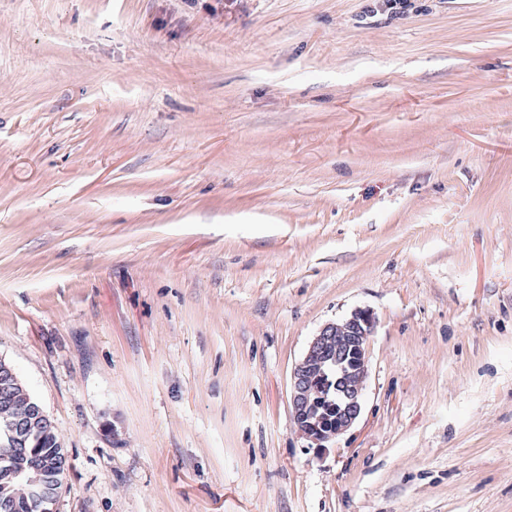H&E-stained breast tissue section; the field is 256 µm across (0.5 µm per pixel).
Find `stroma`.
Instances as JSON below:
<instances>
[{
	"label": "stroma",
	"mask_w": 512,
	"mask_h": 512,
	"mask_svg": "<svg viewBox=\"0 0 512 512\" xmlns=\"http://www.w3.org/2000/svg\"><path fill=\"white\" fill-rule=\"evenodd\" d=\"M0 359L56 512H512V0H0ZM374 327L373 314L369 310L356 309L345 320L325 325L313 338L305 355L294 367L291 384V418L296 431L315 444L318 450H326L327 444L349 429L360 416L362 391L368 372V341L374 332ZM335 331L348 336L342 358L357 381L354 387L341 393L336 379V400L327 393L330 381L326 380L322 374L310 369L312 362V368L316 371L331 370L336 373V359L342 355L345 341L344 336H336V333L331 336ZM316 355H318L317 358L313 359ZM308 386H315L325 391L313 406H308L303 401L304 390Z\"/></svg>",
	"instance_id": "stroma-1"
}]
</instances>
